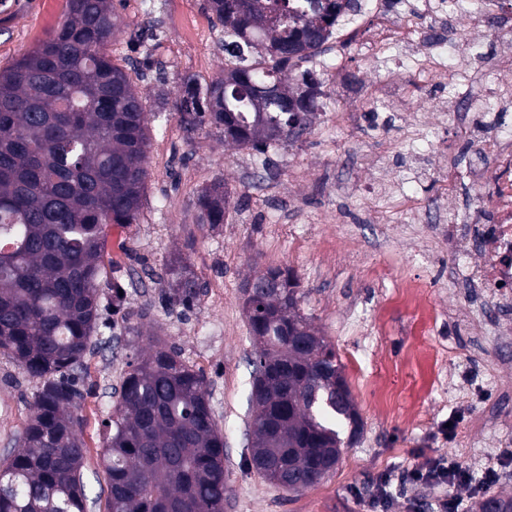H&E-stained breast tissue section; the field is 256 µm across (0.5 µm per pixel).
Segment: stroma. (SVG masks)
Listing matches in <instances>:
<instances>
[{"instance_id":"35a3bbf8","label":"stroma","mask_w":512,"mask_h":512,"mask_svg":"<svg viewBox=\"0 0 512 512\" xmlns=\"http://www.w3.org/2000/svg\"><path fill=\"white\" fill-rule=\"evenodd\" d=\"M66 0H0V67L31 50L63 13ZM124 31L108 46L116 62L137 68L144 58L133 38L147 23L160 33L155 69L139 86L149 111L174 101L182 78L205 83L224 68L220 32L207 0H124ZM395 63H378L349 47L325 101L352 112L355 123L337 128L326 150L319 127L269 154L268 178L246 174L252 151L226 147L219 135L187 140L178 112L166 111L148 149V188L136 224L110 225L108 272L121 285L124 306L103 311L104 344L88 355L80 373L77 410L86 448L84 477L97 496L103 423L114 413L115 393L128 363L161 341L200 370L209 385L216 422L224 434L228 496L224 512H440L446 491L401 484L404 473L429 458L454 456L498 471L497 493L512 495V364L488 365L495 352L448 320V309L467 304L437 274L436 252L397 233L407 215L377 198L379 168L407 174L416 187L437 189L438 170L463 146L444 134V155L404 149L382 153L384 141L403 134L399 118L378 119L361 102L362 84L387 76ZM163 109V108H162ZM303 170L304 178L293 175ZM232 192L229 214L214 229H199L196 194L214 179ZM182 254L203 284L193 309L168 310L160 301L165 263ZM279 266L297 278L301 306L335 348L344 367L363 430L345 449L336 473L291 493L251 468L249 402L256 344L242 309L240 286L256 266ZM423 284L415 307L398 299L406 279ZM38 382L0 356V453L18 450L33 413ZM392 495L374 506L381 475Z\"/></svg>"}]
</instances>
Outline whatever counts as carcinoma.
Instances as JSON below:
<instances>
[{
    "label": "carcinoma",
    "instance_id": "obj_1",
    "mask_svg": "<svg viewBox=\"0 0 512 512\" xmlns=\"http://www.w3.org/2000/svg\"><path fill=\"white\" fill-rule=\"evenodd\" d=\"M68 0L46 37L0 68V355L39 381L22 448L0 457V512H89L77 370L96 345L110 224H137L149 172L147 97L107 52L117 3ZM355 0H208L224 74L181 80L188 138L216 131L265 162L311 129L323 105L314 62ZM230 191L196 200L200 227L224 223ZM162 300L192 308L202 285L181 257ZM242 302L258 345L250 466L300 492L336 473L363 421L334 348L300 310L291 272L269 266ZM101 457L104 512H224L227 471L202 373L156 343L128 364ZM512 512L486 494L472 512Z\"/></svg>",
    "mask_w": 512,
    "mask_h": 512
}]
</instances>
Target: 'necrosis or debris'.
<instances>
[{
    "label": "necrosis or debris",
    "mask_w": 512,
    "mask_h": 512,
    "mask_svg": "<svg viewBox=\"0 0 512 512\" xmlns=\"http://www.w3.org/2000/svg\"><path fill=\"white\" fill-rule=\"evenodd\" d=\"M460 15L481 19L499 45L482 68L461 63L477 45L467 29L447 27V20ZM359 36L367 56L398 61L409 78L439 89L437 111L405 128L410 143L441 155L437 126L444 111L449 127L464 131L474 144L465 172L449 169L441 181L448 197L465 185L477 189L476 207L441 215L427 198L405 197L400 178L384 179L378 192L400 209L429 213L432 224L447 223L448 253L458 258L461 277L482 299L473 326L486 337L501 335L503 322L512 318V0H391L383 11L376 0H357L352 18L333 30L323 58L339 56Z\"/></svg>",
    "instance_id": "necrosis-or-debris-1"
}]
</instances>
